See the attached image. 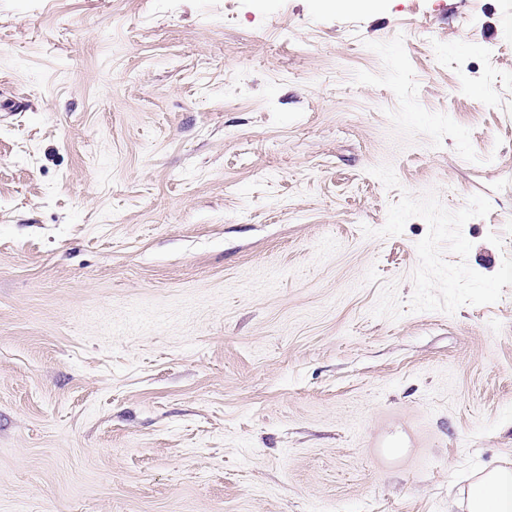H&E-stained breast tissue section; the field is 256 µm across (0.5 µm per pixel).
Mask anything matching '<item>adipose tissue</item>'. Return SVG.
Here are the masks:
<instances>
[{"label":"adipose tissue","mask_w":512,"mask_h":512,"mask_svg":"<svg viewBox=\"0 0 512 512\" xmlns=\"http://www.w3.org/2000/svg\"><path fill=\"white\" fill-rule=\"evenodd\" d=\"M460 512H512V461L474 472L455 501Z\"/></svg>","instance_id":"ef3b65f1"}]
</instances>
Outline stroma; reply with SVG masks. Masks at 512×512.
<instances>
[{
    "mask_svg": "<svg viewBox=\"0 0 512 512\" xmlns=\"http://www.w3.org/2000/svg\"><path fill=\"white\" fill-rule=\"evenodd\" d=\"M0 0V512H455L512 458V0Z\"/></svg>",
    "mask_w": 512,
    "mask_h": 512,
    "instance_id": "stroma-1",
    "label": "stroma"
}]
</instances>
